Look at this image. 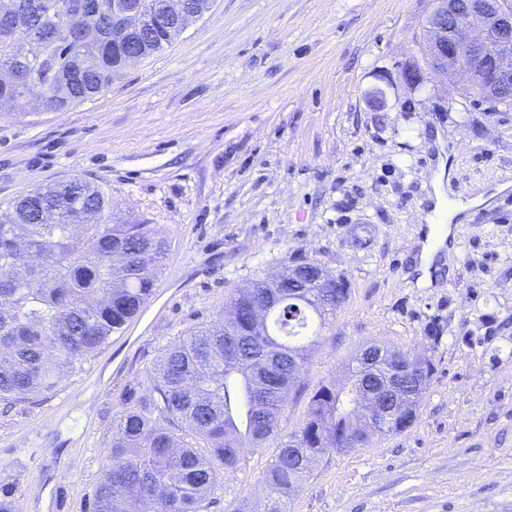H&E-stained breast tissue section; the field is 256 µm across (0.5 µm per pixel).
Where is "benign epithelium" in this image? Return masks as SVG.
I'll list each match as a JSON object with an SVG mask.
<instances>
[{
	"mask_svg": "<svg viewBox=\"0 0 512 512\" xmlns=\"http://www.w3.org/2000/svg\"><path fill=\"white\" fill-rule=\"evenodd\" d=\"M173 16L185 26L199 18L187 0H166L154 24L164 27ZM145 22L141 8L132 0L112 6V37L117 40L140 31ZM418 44L425 66L409 63L401 68L400 77L407 88L416 89L427 74L459 75L467 89L483 79L494 99L512 94V0H432ZM310 279L320 288L334 286V278L318 261L312 263ZM400 372L416 376L422 391L433 376V362L426 355H412L402 363ZM349 391L356 394L358 417L345 424L342 440L347 451L371 444L405 413L403 395L395 382L368 390L360 388L358 377L351 376L336 388L341 395Z\"/></svg>",
	"mask_w": 512,
	"mask_h": 512,
	"instance_id": "obj_1",
	"label": "benign epithelium"
}]
</instances>
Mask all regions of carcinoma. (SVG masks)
I'll return each instance as SVG.
<instances>
[{
  "label": "carcinoma",
  "mask_w": 512,
  "mask_h": 512,
  "mask_svg": "<svg viewBox=\"0 0 512 512\" xmlns=\"http://www.w3.org/2000/svg\"><path fill=\"white\" fill-rule=\"evenodd\" d=\"M0 0L15 5L14 24L0 29V66L17 70L22 88L0 84V100L25 109L40 97L48 109L88 100L123 76L130 48L150 56L177 38L179 25L112 41V2L101 0L93 40L73 55L58 40L71 24L67 0ZM99 210L94 224L81 212ZM104 192L83 180L40 187L0 208V399L25 401L53 391L134 317L152 293L167 243L149 224L112 223ZM315 288L236 291L227 304L266 307L263 325L207 327L168 347L147 374V391L129 397L112 424V452L86 512H206L224 475L246 448L275 434L285 409L288 372L303 366L336 308ZM354 410L353 397L322 385L310 396L305 423L281 442L262 476L264 512H288V499L311 460L336 451V429ZM15 483H0V512H16Z\"/></svg>",
  "instance_id": "1"
}]
</instances>
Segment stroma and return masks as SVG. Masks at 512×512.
Segmentation results:
<instances>
[{
    "label": "stroma",
    "mask_w": 512,
    "mask_h": 512,
    "mask_svg": "<svg viewBox=\"0 0 512 512\" xmlns=\"http://www.w3.org/2000/svg\"><path fill=\"white\" fill-rule=\"evenodd\" d=\"M431 0H214L161 52L64 109L0 106V207L75 178L113 218L168 243L143 310L51 392L0 400V476L19 512H85L112 423L164 350L229 293L298 258L344 277L337 310L276 434L245 449L209 512H244L306 420L376 343L434 364L405 431L316 462L288 512H512V106L464 99L446 76L411 90ZM387 88V108L368 93ZM484 202L461 213L430 277L418 273L435 173ZM437 339H428V331Z\"/></svg>",
    "instance_id": "35a3bbf8"
}]
</instances>
